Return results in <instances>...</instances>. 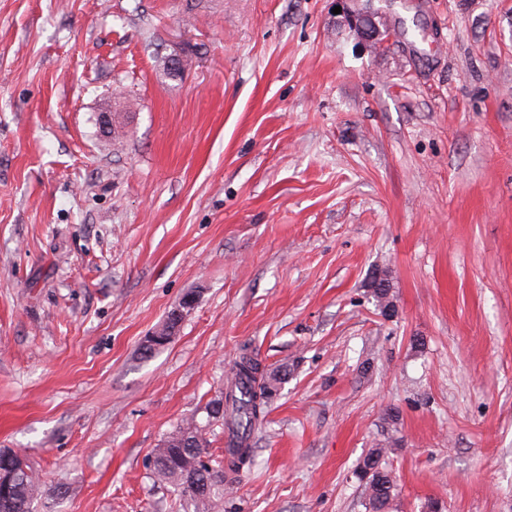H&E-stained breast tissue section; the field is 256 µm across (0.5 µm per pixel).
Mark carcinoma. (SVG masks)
<instances>
[{
  "instance_id": "carcinoma-1",
  "label": "carcinoma",
  "mask_w": 512,
  "mask_h": 512,
  "mask_svg": "<svg viewBox=\"0 0 512 512\" xmlns=\"http://www.w3.org/2000/svg\"><path fill=\"white\" fill-rule=\"evenodd\" d=\"M284 377L278 370L263 376L261 362L248 347H243L231 366V381L210 413V417L223 421L229 432L224 460L203 464L211 455L201 427L190 420L181 424L167 441L174 442L191 429L196 432L194 440L154 450L153 470L158 479L176 486L184 500L196 505L221 496L224 481H234L240 470L254 464L251 439L264 424L266 408L277 395ZM14 467L13 458L0 454V474L14 473L9 481L0 482V512H32L34 501L49 494L58 498L65 493L61 484L47 492L33 467L17 473ZM357 475L364 481L368 512H386L397 494V485L387 467L384 449L371 450L363 458Z\"/></svg>"
}]
</instances>
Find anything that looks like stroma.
Segmentation results:
<instances>
[{"instance_id": "stroma-1", "label": "stroma", "mask_w": 512, "mask_h": 512, "mask_svg": "<svg viewBox=\"0 0 512 512\" xmlns=\"http://www.w3.org/2000/svg\"><path fill=\"white\" fill-rule=\"evenodd\" d=\"M380 7L372 51L331 0H0V449L67 488L36 512H195L154 450L192 418L223 456L244 347L287 376L211 512H366L373 448L387 512H512V0ZM385 453L384 448L372 449L363 458L357 471L359 479L364 483L365 505L369 512H385L397 494V485L387 467Z\"/></svg>"}]
</instances>
